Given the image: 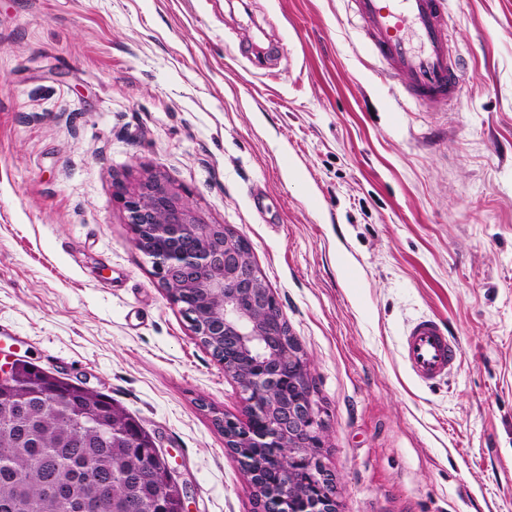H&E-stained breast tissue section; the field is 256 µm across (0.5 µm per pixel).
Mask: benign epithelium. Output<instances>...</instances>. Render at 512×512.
I'll list each match as a JSON object with an SVG mask.
<instances>
[{
	"label": "benign epithelium",
	"instance_id": "7a95c632",
	"mask_svg": "<svg viewBox=\"0 0 512 512\" xmlns=\"http://www.w3.org/2000/svg\"><path fill=\"white\" fill-rule=\"evenodd\" d=\"M118 195L135 247L168 299L224 373L243 384L247 416L224 419V444L261 512H337L336 486L320 459L326 439L310 364L247 241L202 222L189 198L157 176ZM271 472L277 480H268Z\"/></svg>",
	"mask_w": 512,
	"mask_h": 512
}]
</instances>
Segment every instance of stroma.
<instances>
[{
	"label": "stroma",
	"instance_id": "35a3bbf8",
	"mask_svg": "<svg viewBox=\"0 0 512 512\" xmlns=\"http://www.w3.org/2000/svg\"><path fill=\"white\" fill-rule=\"evenodd\" d=\"M459 93L405 97L350 0H0V336L105 394L187 482L257 512L237 383L116 190L243 236L311 364L338 512H512V0H451ZM458 340L416 382L402 332ZM401 357L423 384L445 379L460 362V348L446 328L433 318L411 323L403 334Z\"/></svg>",
	"mask_w": 512,
	"mask_h": 512
}]
</instances>
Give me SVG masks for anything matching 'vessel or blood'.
<instances>
[{"label": "vessel or blood", "instance_id": "1", "mask_svg": "<svg viewBox=\"0 0 512 512\" xmlns=\"http://www.w3.org/2000/svg\"><path fill=\"white\" fill-rule=\"evenodd\" d=\"M365 38L404 91L426 103L455 98L458 64L444 36L445 0H354ZM401 357L421 383L445 379L460 362V348L437 320L423 318L403 334Z\"/></svg>", "mask_w": 512, "mask_h": 512}]
</instances>
